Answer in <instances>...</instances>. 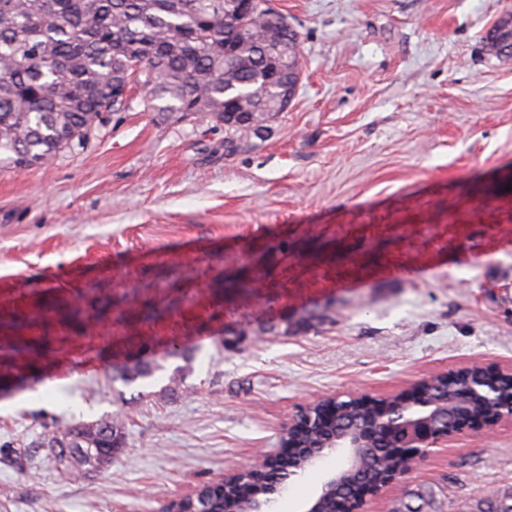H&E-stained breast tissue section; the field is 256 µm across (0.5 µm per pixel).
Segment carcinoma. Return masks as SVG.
Here are the masks:
<instances>
[{
  "instance_id": "obj_1",
  "label": "carcinoma",
  "mask_w": 512,
  "mask_h": 512,
  "mask_svg": "<svg viewBox=\"0 0 512 512\" xmlns=\"http://www.w3.org/2000/svg\"><path fill=\"white\" fill-rule=\"evenodd\" d=\"M0 0V167L26 169L82 142L105 112L124 104L114 90L129 81L130 63L143 66L136 81L145 107L162 119L195 116L224 128V155L267 130L280 99L276 59L299 44L289 25L266 27L269 0ZM45 342L15 344L0 355V386L22 367L32 368ZM155 362L124 367L113 379L154 374ZM124 424L100 419L44 440L69 469L72 460L104 468L121 452ZM379 452L360 474L378 477L399 466L389 435L376 433ZM297 475L283 458L275 472L245 473L228 496H204L196 512H250L269 482L285 486ZM473 512H512V493L491 494Z\"/></svg>"
}]
</instances>
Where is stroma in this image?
I'll return each instance as SVG.
<instances>
[{
  "label": "stroma",
  "mask_w": 512,
  "mask_h": 512,
  "mask_svg": "<svg viewBox=\"0 0 512 512\" xmlns=\"http://www.w3.org/2000/svg\"><path fill=\"white\" fill-rule=\"evenodd\" d=\"M271 5L302 78L233 155L136 88L47 164L0 169V319L20 323L0 347L49 341L0 391V512H159L278 449L307 401L512 365V60L486 48L512 0ZM143 354L152 377L113 380ZM111 416L126 447L108 468L67 474L41 446ZM340 463L290 479L280 512ZM495 490L512 491L508 423L432 448L364 512H468Z\"/></svg>",
  "instance_id": "35a3bbf8"
}]
</instances>
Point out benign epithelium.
<instances>
[{
	"label": "benign epithelium",
	"mask_w": 512,
	"mask_h": 512,
	"mask_svg": "<svg viewBox=\"0 0 512 512\" xmlns=\"http://www.w3.org/2000/svg\"><path fill=\"white\" fill-rule=\"evenodd\" d=\"M491 34L495 35L490 41L491 51L501 58L511 59L512 18L504 16L498 19L492 26ZM492 376L512 380V368L472 365L420 380L409 393L400 392L383 398L348 394V400L352 405L360 411L368 412L373 418L374 426L388 431L395 438V447L403 449V470L390 472L377 483L359 482L351 495L336 497L342 488L352 482L353 462L372 453L371 440L368 430L360 424L354 423L348 427L339 425L334 431L325 426L323 436L317 443L311 445V451L306 459L314 464L338 450L345 452L346 456L342 465L326 474L319 493L305 512H322L323 501L330 498L342 505L343 512H362L367 498L374 497L393 485L399 477L412 470L429 454V448L447 442L465 426L482 425L491 429L503 421L512 423V398L497 399V391L484 385L485 379ZM464 377L470 379V382L460 395L462 407L454 415L449 416L442 406V401L430 395L429 387L439 381L447 382ZM329 399L338 401L340 397L333 396ZM329 399L324 397L297 407L281 430L280 447H288L290 440L302 427L303 418L308 411L315 408L319 416H324L325 409L321 408L320 404ZM474 402L492 403L494 407L481 413H474L469 410V405ZM281 461L282 455L279 452L262 453L255 462L224 474L208 483L204 489L198 487L188 495L168 499L164 503L166 512H188L190 504L202 492H223L238 474L249 471L258 464L273 470Z\"/></svg>",
	"instance_id": "1"
}]
</instances>
